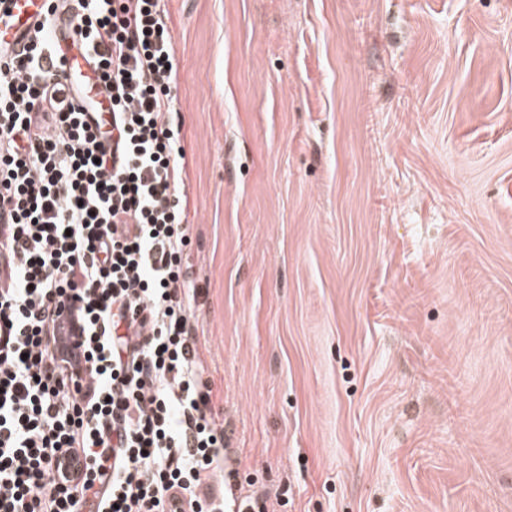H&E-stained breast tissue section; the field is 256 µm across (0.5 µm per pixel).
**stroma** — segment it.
Segmentation results:
<instances>
[{
	"instance_id": "stroma-1",
	"label": "stroma",
	"mask_w": 512,
	"mask_h": 512,
	"mask_svg": "<svg viewBox=\"0 0 512 512\" xmlns=\"http://www.w3.org/2000/svg\"><path fill=\"white\" fill-rule=\"evenodd\" d=\"M236 494L512 512V0H166Z\"/></svg>"
}]
</instances>
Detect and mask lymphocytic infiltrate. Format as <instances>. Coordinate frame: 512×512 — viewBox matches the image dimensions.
Masks as SVG:
<instances>
[{"label": "lymphocytic infiltrate", "mask_w": 512, "mask_h": 512, "mask_svg": "<svg viewBox=\"0 0 512 512\" xmlns=\"http://www.w3.org/2000/svg\"><path fill=\"white\" fill-rule=\"evenodd\" d=\"M164 0H49L0 55V512H224L234 470L182 260L188 159ZM73 41L97 80L53 71ZM64 313L90 360H57Z\"/></svg>", "instance_id": "1"}]
</instances>
